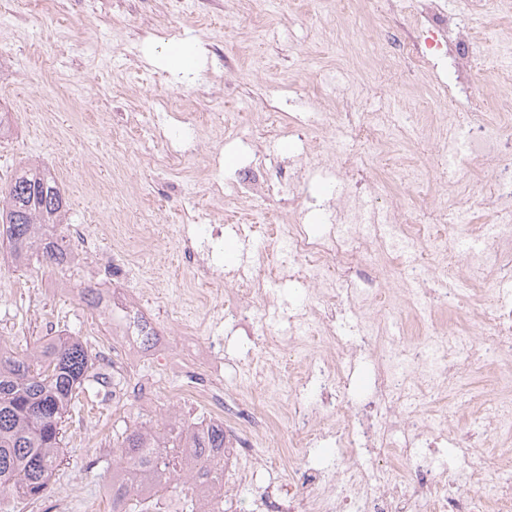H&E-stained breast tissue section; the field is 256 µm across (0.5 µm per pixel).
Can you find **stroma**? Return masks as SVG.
Returning <instances> with one entry per match:
<instances>
[{"instance_id": "35a3bbf8", "label": "stroma", "mask_w": 512, "mask_h": 512, "mask_svg": "<svg viewBox=\"0 0 512 512\" xmlns=\"http://www.w3.org/2000/svg\"><path fill=\"white\" fill-rule=\"evenodd\" d=\"M77 10L85 22L81 43L57 42L56 25L44 17L39 0H30L22 25L0 11V44L9 49L0 58V113L22 105L32 114L31 124L11 121L0 135V185L27 164L48 169L69 202L68 223L98 227L97 255L69 277L35 261L17 266L9 250L0 249V337L22 351L52 336H77L96 356L97 377L67 422L66 460L50 485L79 487L80 497L61 506L65 512H97L112 482L113 436L131 420L157 421L168 409L133 397L113 400L111 371L98 358L108 333L99 312L72 292L74 281L120 291L128 300L144 297L141 312L161 335L181 321L202 320L204 310L178 301L190 278L179 247L166 239L168 225L217 222L221 206L208 193L209 181L231 188L240 169L255 163L242 139L262 113L307 112L314 100L335 111L337 88L357 80L361 68L357 59L337 57L336 41H357L369 30L353 26L336 0L318 6L267 0L262 8L255 0H82ZM185 40L199 43L204 57L191 71L166 70L161 59L168 47ZM228 57L238 63L232 75L224 68ZM48 59L56 89L15 83L16 74H38ZM395 62L406 82L375 87L362 111L455 84L451 58L438 56L419 67L407 52ZM176 96L199 113L197 126L182 125L176 111L163 107ZM206 130L217 139L207 158L195 150ZM146 150L151 164L136 165ZM98 184L113 185L111 200L99 198ZM337 190L336 177L319 169L300 187L295 209L275 197L243 199L237 207L244 218L268 211L323 224ZM115 224L152 225L158 249L148 256L117 251ZM153 288L163 289V296L148 299ZM247 352L233 322H225L227 389L249 388Z\"/></svg>"}]
</instances>
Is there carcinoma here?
I'll use <instances>...</instances> for the list:
<instances>
[{"instance_id": "1", "label": "carcinoma", "mask_w": 512, "mask_h": 512, "mask_svg": "<svg viewBox=\"0 0 512 512\" xmlns=\"http://www.w3.org/2000/svg\"><path fill=\"white\" fill-rule=\"evenodd\" d=\"M67 203L53 176L31 164L0 187V241L15 261L35 258L65 274L74 268L69 242L58 232ZM77 294L92 309L100 291L77 284ZM143 349L157 332L136 321ZM94 370L92 355L77 336H55L18 353L0 338V492L37 501L49 489L64 459V423L73 402ZM112 512H154L144 493L173 496L176 512H208V500L224 492L214 476L213 455L224 449V426L187 425L175 415L126 428L113 441Z\"/></svg>"}]
</instances>
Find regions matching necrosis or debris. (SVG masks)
<instances>
[{
  "label": "necrosis or debris",
  "instance_id": "necrosis-or-debris-1",
  "mask_svg": "<svg viewBox=\"0 0 512 512\" xmlns=\"http://www.w3.org/2000/svg\"><path fill=\"white\" fill-rule=\"evenodd\" d=\"M423 23L458 62L459 92L472 90V41L451 21L441 0H417ZM369 84L338 90V112H316L321 144L311 165L336 172L354 191L337 196L333 221L321 233L297 223L242 225L285 245L293 262L263 260L225 274L215 262L224 227L206 234L179 224L170 238L181 248L193 287L183 306L222 311L242 328L260 358L286 362L287 380L263 377L258 390L276 395L256 406L224 390V339L204 324L172 329V346L193 340L184 354L191 386L153 384L159 398L195 405L224 424V453L240 459L233 486L256 481V466L284 469L269 484L264 512H512V95L479 112H456L452 96L432 93L428 111L412 98L391 112H361ZM449 142L466 126L464 148L448 156L424 208L404 197L422 180L410 165L417 132L402 113ZM379 171L357 180V164ZM490 211L486 224L476 213ZM300 281L316 302L288 318L279 335L255 328L254 310L278 311L269 291L282 278ZM354 334L337 330L344 314ZM371 379L360 400L347 392L361 360ZM491 374V387L470 383L472 370ZM329 441L338 464L298 466L295 450Z\"/></svg>",
  "mask_w": 512,
  "mask_h": 512
}]
</instances>
